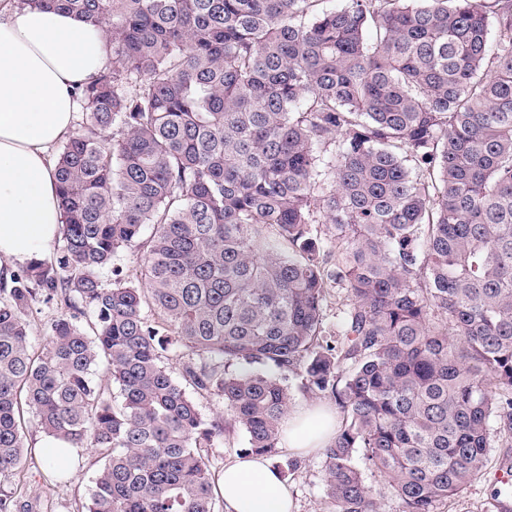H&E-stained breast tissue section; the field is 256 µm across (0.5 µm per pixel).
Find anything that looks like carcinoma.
Instances as JSON below:
<instances>
[{"label":"carcinoma","instance_id":"cac0c4a2","mask_svg":"<svg viewBox=\"0 0 512 512\" xmlns=\"http://www.w3.org/2000/svg\"><path fill=\"white\" fill-rule=\"evenodd\" d=\"M23 3L112 61L75 91L52 259L0 281V476L35 426L68 444L47 464L96 455L86 512H216L224 424L192 393L274 457L290 375L340 415L330 512H381L358 453L437 512L512 445V0ZM331 285L333 287L328 288L324 307L327 317V326L330 328V330L336 332V321L341 316L345 291L334 284ZM36 310L33 311V315L30 316V332L32 336L33 344L37 347H40L44 343V332L45 326L44 323L50 319L51 317L59 314L62 309H60V305H57L55 301H51L50 303H39L36 305Z\"/></svg>","mask_w":512,"mask_h":512}]
</instances>
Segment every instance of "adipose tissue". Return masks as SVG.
<instances>
[{"label": "adipose tissue", "instance_id": "obj_1", "mask_svg": "<svg viewBox=\"0 0 512 512\" xmlns=\"http://www.w3.org/2000/svg\"><path fill=\"white\" fill-rule=\"evenodd\" d=\"M109 63L103 31L56 9L0 5V268L39 258L61 228L50 150L73 129L74 90ZM289 452L326 447L336 413L311 403L282 420ZM218 490L225 512H294L286 480L263 455L225 464Z\"/></svg>", "mask_w": 512, "mask_h": 512}]
</instances>
